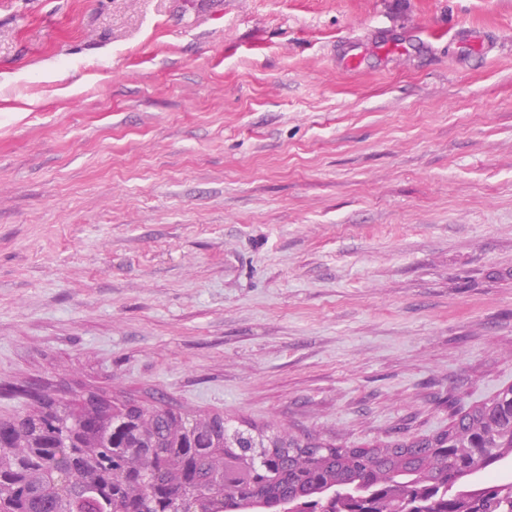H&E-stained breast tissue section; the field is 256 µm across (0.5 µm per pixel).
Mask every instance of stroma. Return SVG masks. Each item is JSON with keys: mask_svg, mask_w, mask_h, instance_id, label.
I'll list each match as a JSON object with an SVG mask.
<instances>
[{"mask_svg": "<svg viewBox=\"0 0 512 512\" xmlns=\"http://www.w3.org/2000/svg\"><path fill=\"white\" fill-rule=\"evenodd\" d=\"M508 385L512 0H0V417L361 448Z\"/></svg>", "mask_w": 512, "mask_h": 512, "instance_id": "stroma-1", "label": "stroma"}]
</instances>
